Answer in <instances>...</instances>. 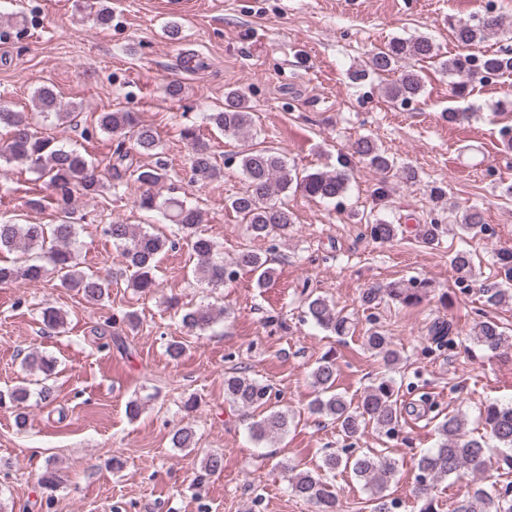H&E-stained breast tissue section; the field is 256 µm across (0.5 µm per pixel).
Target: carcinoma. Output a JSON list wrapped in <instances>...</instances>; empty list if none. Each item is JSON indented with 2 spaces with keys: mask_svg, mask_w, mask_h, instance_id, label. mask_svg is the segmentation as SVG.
I'll list each match as a JSON object with an SVG mask.
<instances>
[{
  "mask_svg": "<svg viewBox=\"0 0 512 512\" xmlns=\"http://www.w3.org/2000/svg\"><path fill=\"white\" fill-rule=\"evenodd\" d=\"M498 16L487 13L470 21L451 25L454 40L459 46L470 49L484 41L490 33L500 27ZM430 62L452 75L473 77L479 73L498 74L512 72V49L506 48L494 54H467L442 59L433 40L427 36L410 38L394 37L385 46L372 50L364 66L348 73L351 81L363 80L371 74L391 73L400 70L399 78L389 87V97L403 103L421 96L424 89L421 71L408 62ZM35 106L44 121L53 118L61 123L73 121V113L55 91L43 86L34 95ZM254 113L247 97L239 90H231L224 98V109L210 112L206 120L224 133V137L238 140L248 133L253 125ZM0 128L6 130L7 138L0 144V161L25 162L28 168L44 179L50 191L58 221L54 224H19L13 219L0 221V286L20 280L39 281L58 278L60 286L74 290L90 303H99L109 298V281L95 273L78 269L72 250L76 237V225L71 221L69 207L77 193L95 194L103 188L98 166L78 150L58 144L52 137H45L37 130L32 118L23 112H14L0 107ZM97 128L117 139V147L108 161L113 180L112 188L134 183L143 189L139 196V207L162 212L165 220L177 227V233L190 243L197 258L194 278L198 285L209 290L222 288L235 281L239 273L247 270L254 275L255 287L263 289L274 278L275 268L271 259L251 249H244L231 259L221 256L213 239L206 236L199 224L201 213L179 197L159 199L152 188L167 179L164 165L139 163L134 155H151L159 148V140L151 126L133 112H101L97 117ZM181 137L191 151L192 169L204 180L221 176V168L212 156L208 144L200 138L197 128L186 125ZM354 153L371 167L388 172L394 161L386 156L369 138L358 139ZM247 182L244 192L228 200V207L246 224V230L254 239H276L288 236L294 224L293 214L285 198L288 191L299 188L307 195L321 200L333 201L344 196L350 185L351 172L346 159L338 161L331 171H316L304 176L288 166L279 148L260 146L243 149L233 155ZM481 212L472 207L462 214L458 228L465 235L482 231ZM370 238L388 243L397 238L400 225L377 220L366 226ZM447 228L433 222L420 229L422 242L433 245L439 241ZM103 233L119 249L127 267L134 270L132 286L146 292L157 286L156 272L159 257L168 249L176 247V240L164 235L136 230L132 224H106ZM453 269L460 282L473 276L470 251L460 249L451 257ZM498 275L507 282L512 281V249L496 254ZM432 292L428 280L412 279L396 282L386 288H369L362 294V302L371 306L387 297L403 306L412 307L422 303ZM485 303L500 306L512 299V293L487 284L482 288ZM303 317L326 332L346 336L351 330L348 317L336 312L331 301L322 294H306L303 301ZM226 307L199 305L184 311L182 325L190 331H205L219 320L226 318ZM67 314L46 305L41 308V323L50 330H59L66 324ZM470 339L494 353L512 350V335L501 329L493 320L477 323ZM364 345L371 354L380 359L385 372L375 378L365 390L360 402L354 404L336 391V358L330 354L321 357L310 374L316 397L309 404V412L336 422L340 431L352 437L372 424L392 437L397 431L400 412L395 398L394 379L388 373L396 368L400 353L392 347L389 337L374 331L365 337ZM25 368L44 374V384L37 392L39 401L52 400V389L45 384L55 370L56 360L39 354L28 353L23 360ZM31 390L18 385L0 391V407L15 408V423L19 428L27 425L26 414L19 406L28 402ZM224 399L241 410L257 414L249 426L251 437L256 441L276 440L288 432L291 418L288 412L276 408V393L273 386L252 377L246 370L237 369L224 375ZM482 420L485 437L476 438L467 433L464 420L459 415L444 418L436 426L437 446L421 453L416 459L415 481L423 491L420 512H437L435 498L428 490L438 482L452 476H470L480 480L488 469V442L498 448L512 449V404L490 403L485 406ZM194 431L190 426L176 429L171 435L174 448L187 449L193 445ZM287 474L288 490L314 507L315 512H336V493L324 474L348 472L369 493L372 512H395L396 500L386 494L389 485L398 473L397 460L387 454L373 452L355 453L347 448L342 452L328 449L322 464L315 470H299L283 464ZM224 470V456L207 454L201 462L198 480L218 474ZM455 512H512V494L482 485L457 501Z\"/></svg>",
  "mask_w": 512,
  "mask_h": 512,
  "instance_id": "carcinoma-1",
  "label": "carcinoma"
}]
</instances>
